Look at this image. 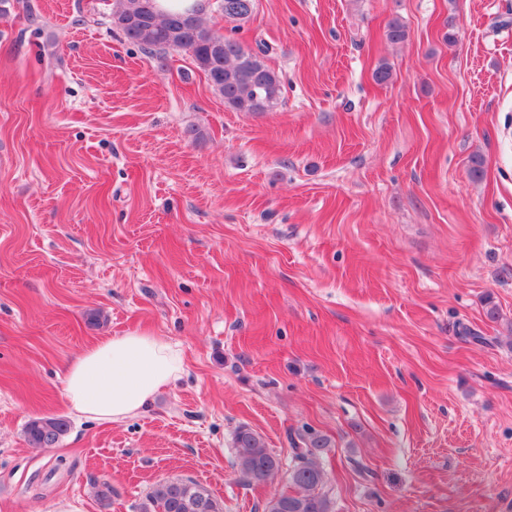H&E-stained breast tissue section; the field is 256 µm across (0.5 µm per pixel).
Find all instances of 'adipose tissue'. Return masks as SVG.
<instances>
[{
	"mask_svg": "<svg viewBox=\"0 0 512 512\" xmlns=\"http://www.w3.org/2000/svg\"><path fill=\"white\" fill-rule=\"evenodd\" d=\"M182 366L180 351L164 338L131 331L77 355L65 372L64 397L74 417L120 423L141 414Z\"/></svg>",
	"mask_w": 512,
	"mask_h": 512,
	"instance_id": "ef3b65f1",
	"label": "adipose tissue"
}]
</instances>
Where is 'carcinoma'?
<instances>
[{
	"mask_svg": "<svg viewBox=\"0 0 512 512\" xmlns=\"http://www.w3.org/2000/svg\"><path fill=\"white\" fill-rule=\"evenodd\" d=\"M257 0H219L224 20L234 24L228 34H219L203 20L205 5L183 13L161 12L156 0H116L110 22L125 39L143 52L164 59L166 52L188 54L213 90L234 112H271L282 101L279 73L267 62L269 46L250 44L242 35L243 25L254 15ZM385 38L392 44L407 38L399 20L386 25ZM69 431L60 416L34 417L24 434L34 448L58 444ZM235 467L245 481L266 483L281 468L280 459L264 438L252 429L239 428L233 439ZM330 439L304 428L292 439L295 464L288 467V490L265 505V512H334V503L324 491L325 473L319 461ZM138 512H224V503L204 485L191 479H161L138 505Z\"/></svg>",
	"mask_w": 512,
	"mask_h": 512,
	"instance_id": "1",
	"label": "carcinoma"
}]
</instances>
